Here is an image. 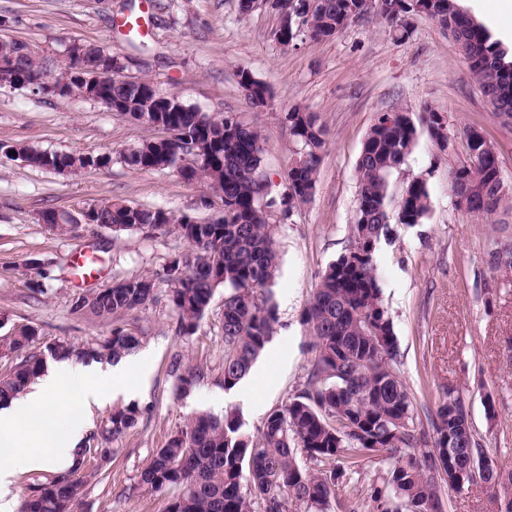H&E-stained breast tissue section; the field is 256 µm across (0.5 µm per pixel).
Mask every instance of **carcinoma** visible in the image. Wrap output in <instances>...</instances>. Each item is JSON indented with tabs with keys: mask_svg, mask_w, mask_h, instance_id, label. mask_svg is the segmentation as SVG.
<instances>
[{
	"mask_svg": "<svg viewBox=\"0 0 512 512\" xmlns=\"http://www.w3.org/2000/svg\"><path fill=\"white\" fill-rule=\"evenodd\" d=\"M275 12L287 17L296 12L303 28L292 26L275 34L283 48L295 45L303 34L330 39L354 19L373 10L390 25L397 41L410 36L409 19L425 12L448 31L460 50L495 116L512 119V50L482 25L462 12L456 0H275ZM17 65L0 70V86L20 88L21 77L48 71L24 42ZM119 59L94 44L81 45L69 55L67 67L90 74L115 69ZM239 86L253 108L264 106L269 89L245 70ZM151 81L134 82L118 73L107 93L126 118L155 127L165 126L167 139L143 140L120 156L135 171L170 170L181 161L179 142L188 135L199 150L187 166V181H200L208 193L224 197V212L199 221L164 208H147L115 199L98 205L97 219L114 232L145 237L175 234L189 251L172 259L161 275L125 279L75 303V311L114 322L110 336L96 345L57 342L48 349L54 360L74 358L114 363L133 354L141 338L117 321L157 300L163 283L175 316V333L191 336L207 313L214 292L224 288L222 332L224 390L238 387L249 375L276 333L277 306L271 286L279 258L270 220L287 218L313 196L322 160L325 128L317 113L293 106L280 120L294 145L287 186L279 198L270 196L261 166V134L233 112L211 116L174 98V111L159 108L143 93ZM423 127L440 145L445 118L428 108L418 120L407 108L377 117L370 126L357 159L358 183L355 222L350 225L352 245L320 273L319 282L302 312L310 337L307 378L288 402L266 413L258 435L243 430L239 409L222 414H192L167 441L155 449L139 471L136 488L148 493L170 491L167 512H329L336 500V485L360 472L363 463L385 455L388 469L372 485L368 512H434L442 504L441 489L455 488L448 479V453L458 463L489 458L476 440L465 400L448 389L440 398L432 432L418 427L417 403L405 386L402 355L393 322L383 304L374 254L390 238L393 225L412 227L430 212L431 197L425 180L409 179L396 194L392 177L401 171ZM468 160L449 166L454 195H463L468 211L488 224L512 207V189H500V170L488 164L489 148L473 127L463 129ZM14 151L27 165L44 169L50 157L94 164L100 155L58 153L25 144H0ZM35 330L24 327L7 342L17 362L0 376V402L22 394L44 371L47 360L27 349ZM175 395H188L203 378V371L185 367L175 356L170 365ZM135 405L112 412L109 427L79 446L73 466L29 485L20 512H78L81 481L76 474L80 457L95 445L96 457L107 463L112 451L106 444L138 420ZM481 481L498 490L512 486V470L472 471L466 480Z\"/></svg>",
	"mask_w": 512,
	"mask_h": 512,
	"instance_id": "obj_1",
	"label": "carcinoma"
}]
</instances>
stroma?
<instances>
[{
	"label": "stroma",
	"mask_w": 512,
	"mask_h": 512,
	"mask_svg": "<svg viewBox=\"0 0 512 512\" xmlns=\"http://www.w3.org/2000/svg\"><path fill=\"white\" fill-rule=\"evenodd\" d=\"M126 0H0V40L29 44L37 56L61 62L73 42L104 47L127 64L129 75L175 92L201 111L235 112L262 132V167L273 192L286 188L292 144L279 115L300 105L318 113L325 146L313 198L274 226L280 259L272 287L277 332L245 381L233 391L220 383L224 360L221 329L224 291L216 289L196 333L176 335L166 288L156 303L128 320L141 337L126 362L129 384L91 408L92 432L108 424L113 409L141 411L137 424L113 443L115 454L99 478L86 481L83 512H166V493L133 489L139 470L192 412L239 408L244 429L256 434L272 408L302 388L310 355L301 314L325 266L350 247L357 198L355 164L376 116L396 106L413 113L432 107L446 119L453 139L441 157L426 132L395 188L408 178L426 180L431 210L423 223L381 242L376 264L382 298L403 354L401 376L429 425L437 402L457 389L469 409L473 432L495 465L512 470V273L489 264L493 249H512V214L504 231L457 209L449 163L465 159L462 130L480 128L494 145L501 175L512 185V125L494 116L457 44L424 16L412 17L408 39L397 41L387 22L368 14L335 38L298 39L284 49L274 38L278 16L260 6L241 15L237 0H136L143 41L132 40L121 22ZM492 34L512 44V6L506 0H459ZM250 71L271 91L267 108L247 105L238 84ZM155 129L107 111L94 102L36 96L0 88V142L50 151L113 157L97 170L56 173L32 168L0 153V342L18 327L37 332L30 349L57 341L91 344L108 336L111 323L76 312L87 289L98 291L135 276L162 271L182 254L175 235L146 238L99 225L59 235L40 223L48 209L77 212L88 204L124 199L145 207L212 218L200 208L204 184L172 171H133L118 156L155 136ZM98 250L99 272L77 277L79 256ZM201 365L205 376L187 397H176L167 373L173 353ZM494 410H487V402ZM499 501L477 482L450 492L445 512H498Z\"/></svg>",
	"instance_id": "1"
}]
</instances>
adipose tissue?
Wrapping results in <instances>:
<instances>
[{"label":"adipose tissue","instance_id":"1","mask_svg":"<svg viewBox=\"0 0 512 512\" xmlns=\"http://www.w3.org/2000/svg\"><path fill=\"white\" fill-rule=\"evenodd\" d=\"M126 371L125 365L91 361L82 365L62 359L25 395L0 406V512H13L12 486L21 468L54 466L69 468L73 453L86 434L93 405L110 394L112 386ZM80 377L83 388L79 406H71L62 396L61 387L71 377ZM63 415L67 431L56 435L33 415Z\"/></svg>","mask_w":512,"mask_h":512}]
</instances>
